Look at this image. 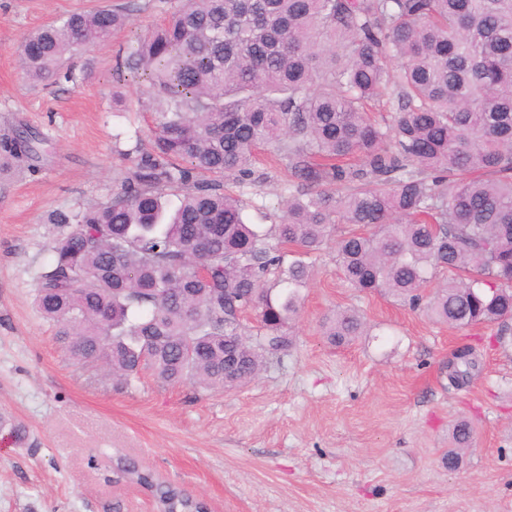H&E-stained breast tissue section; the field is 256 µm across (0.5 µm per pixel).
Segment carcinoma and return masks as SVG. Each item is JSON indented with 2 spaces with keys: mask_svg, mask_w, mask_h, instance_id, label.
I'll return each mask as SVG.
<instances>
[{
  "mask_svg": "<svg viewBox=\"0 0 512 512\" xmlns=\"http://www.w3.org/2000/svg\"><path fill=\"white\" fill-rule=\"evenodd\" d=\"M126 22L121 8L73 12L24 37L20 67L33 82L73 81L64 57ZM126 67L149 84L150 146L123 153L130 171L112 200L47 217L67 230L35 304L70 358L120 390L144 372L200 391L242 386L291 346L312 257L332 235L349 287L512 335V0H184ZM385 96L398 108L382 126L367 105ZM43 141L4 137L0 167L39 158ZM261 149L292 174L268 227L246 223L224 188L251 180ZM437 269L451 276L426 296ZM322 331L346 346L365 322L341 309ZM0 434L28 441L2 414ZM473 436L454 425L448 468ZM113 469L158 512H209L125 455Z\"/></svg>",
  "mask_w": 512,
  "mask_h": 512,
  "instance_id": "carcinoma-1",
  "label": "carcinoma"
}]
</instances>
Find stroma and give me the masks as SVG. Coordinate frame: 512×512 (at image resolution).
Listing matches in <instances>:
<instances>
[{
    "instance_id": "35a3bbf8",
    "label": "stroma",
    "mask_w": 512,
    "mask_h": 512,
    "mask_svg": "<svg viewBox=\"0 0 512 512\" xmlns=\"http://www.w3.org/2000/svg\"><path fill=\"white\" fill-rule=\"evenodd\" d=\"M122 3L127 27L73 59L77 82L32 83L15 50L29 31L77 10ZM176 0H0V134L42 132L36 171L0 174V412L24 421L26 447L0 436V512H154L151 497L118 480L123 453L213 512H512V346L490 345L496 326L430 322L377 292L349 288L336 246L318 254L290 323L293 343L248 384L200 392L143 374L113 389L74 362L33 303L37 271L62 229L50 211L110 201L127 175L122 153L148 141L142 85L118 67ZM234 185L251 224H272L286 163L257 167ZM352 307L367 333L331 346L323 317ZM486 341L479 375L448 383L461 346ZM475 435L458 469L444 456L459 419Z\"/></svg>"
}]
</instances>
